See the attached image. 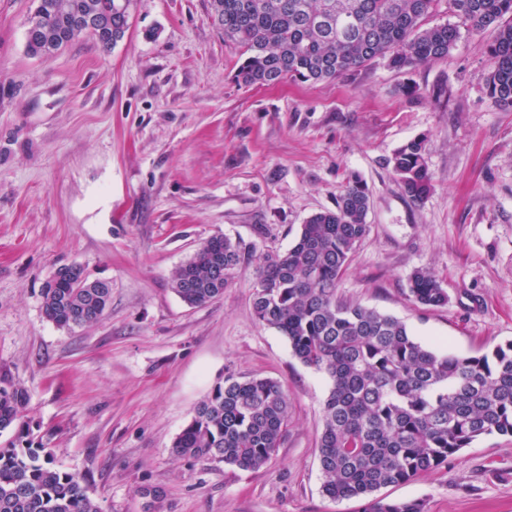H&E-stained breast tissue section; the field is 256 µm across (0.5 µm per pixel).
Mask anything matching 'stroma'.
I'll return each instance as SVG.
<instances>
[{
    "label": "stroma",
    "instance_id": "obj_1",
    "mask_svg": "<svg viewBox=\"0 0 512 512\" xmlns=\"http://www.w3.org/2000/svg\"><path fill=\"white\" fill-rule=\"evenodd\" d=\"M35 7L0 0V366L29 393L32 439L85 477L102 512H357L322 493L329 378L254 319L258 257L287 249L356 174L370 233L341 300L459 355L512 340V108L484 91L492 32L402 71L376 59L246 87L207 0H136L112 49L82 37L50 58L26 50ZM418 137L433 189L414 201L390 159ZM214 236L244 261L220 298L187 306L171 274ZM72 265L111 282L112 300L96 324L61 328L42 290ZM419 268L445 306L412 301ZM230 374L277 380L290 398L281 444L255 471L172 453ZM382 494L426 512H512V437H482Z\"/></svg>",
    "mask_w": 512,
    "mask_h": 512
}]
</instances>
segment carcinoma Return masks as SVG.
<instances>
[{"label":"carcinoma","instance_id":"carcinoma-1","mask_svg":"<svg viewBox=\"0 0 512 512\" xmlns=\"http://www.w3.org/2000/svg\"><path fill=\"white\" fill-rule=\"evenodd\" d=\"M453 23L428 27L442 2ZM224 41L239 51L233 79L245 86L331 80L381 58L407 69L447 56L461 31L491 30L484 89L512 108V0H208ZM135 0H38L26 38L33 57H50L87 36L103 49L123 40ZM92 21L79 28L77 17ZM423 138L389 160L414 201L432 190ZM367 185L348 181L333 209L312 214L285 251L261 254L256 267V321L284 336L293 355L329 377L318 453L322 491L360 502L358 512H425L421 500H388L381 489L448 464L488 435L512 437V340L486 352H442L400 319L342 301L338 282L367 237ZM238 244L214 236L172 273L190 306L219 298L237 276ZM412 300L448 303L426 269L410 276ZM112 286L87 281L80 268L59 269L43 288L46 319L63 327L100 320ZM27 390L0 367V434L15 430L0 451V512H100L76 474L56 464L51 449L29 439ZM290 400L273 379L235 377L217 384L173 442L180 456L207 458L240 470L266 465L288 426Z\"/></svg>","mask_w":512,"mask_h":512}]
</instances>
